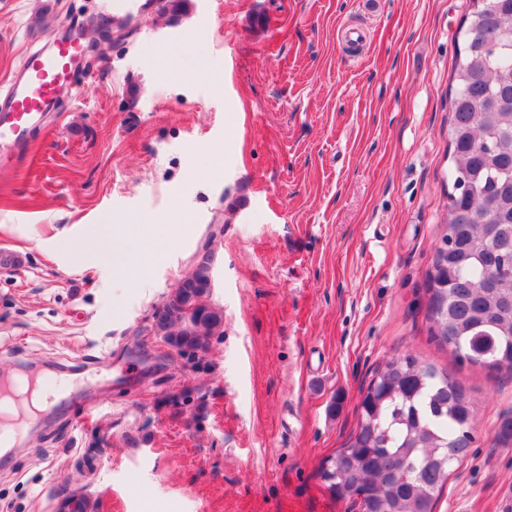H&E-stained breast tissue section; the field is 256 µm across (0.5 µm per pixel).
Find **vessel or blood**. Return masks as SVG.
<instances>
[{
  "mask_svg": "<svg viewBox=\"0 0 512 512\" xmlns=\"http://www.w3.org/2000/svg\"><path fill=\"white\" fill-rule=\"evenodd\" d=\"M51 47L29 51L20 73L0 95V159H18L29 148L32 129L61 97L76 94L75 79L88 68L87 45L79 26L60 22Z\"/></svg>",
  "mask_w": 512,
  "mask_h": 512,
  "instance_id": "b4317fda",
  "label": "vessel or blood"
}]
</instances>
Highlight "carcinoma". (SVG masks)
Listing matches in <instances>:
<instances>
[{"label": "carcinoma", "instance_id": "cac0c4a2", "mask_svg": "<svg viewBox=\"0 0 512 512\" xmlns=\"http://www.w3.org/2000/svg\"><path fill=\"white\" fill-rule=\"evenodd\" d=\"M179 20L190 0H156ZM512 0H473L460 29L449 130L454 202L427 273L432 336L460 361L512 372ZM178 282L157 321L192 360L209 350L223 314L204 304L210 262ZM477 407L457 379L413 354L390 357L361 392L359 418L320 469L340 501L366 512H435L451 468L474 439Z\"/></svg>", "mask_w": 512, "mask_h": 512}]
</instances>
